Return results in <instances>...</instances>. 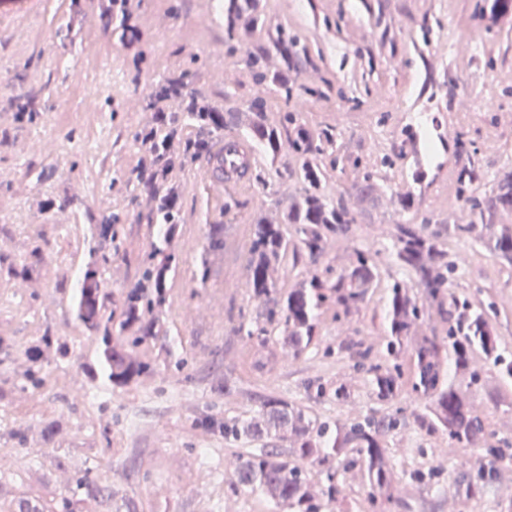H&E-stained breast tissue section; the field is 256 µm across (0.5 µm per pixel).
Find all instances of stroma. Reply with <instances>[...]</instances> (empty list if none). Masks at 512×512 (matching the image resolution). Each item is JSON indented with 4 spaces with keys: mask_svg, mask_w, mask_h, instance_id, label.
<instances>
[{
    "mask_svg": "<svg viewBox=\"0 0 512 512\" xmlns=\"http://www.w3.org/2000/svg\"><path fill=\"white\" fill-rule=\"evenodd\" d=\"M103 0H0V505L39 512H275L240 490L234 465L265 441H231L228 419L247 420L277 397L317 421L350 422L390 412L399 426L384 439L393 468L391 501L362 495L364 470L339 475L330 512H512V464L477 495L465 476L501 438L512 439V408L472 404L488 432L484 446L448 452V435L421 428L411 353L400 360L401 388L380 401L370 365L381 363L389 278L409 280L391 255L396 225L438 226L458 271L452 295L493 303L502 349L512 351V267L458 234L463 200L491 195L512 170V13L489 0H251L228 39L224 0H130L133 18L104 12ZM295 40L291 61L274 47L277 30ZM260 56L258 79L249 62ZM176 80L181 93L160 96ZM266 98V123L293 112L313 137L336 139L326 195L355 218L352 235L331 238L317 264L278 272L277 288L350 264L377 250L382 281L361 308L334 303L319 312L312 345L293 354L277 337L247 333L256 303L247 282L256 220L281 225L301 198L290 149L271 157L255 146V177L210 192L201 160L170 173L183 192L174 233L160 231L156 196L137 179L150 156L135 134L157 112L185 111L188 98L227 120L226 133L253 134L242 114ZM37 113L18 114L27 103ZM476 157L483 179L462 189L457 173ZM117 220L121 248L104 292L120 313L149 254H172L160 339L141 349L151 373L120 389L84 372L97 340L73 314L98 227ZM221 225L222 249L209 246ZM35 272L13 274L20 263ZM207 276H199L200 267ZM56 336L70 353L27 355ZM368 359L349 355V347ZM186 358L184 369L172 364ZM47 373L33 390L35 366ZM319 380L323 395L310 394Z\"/></svg>",
    "mask_w": 512,
    "mask_h": 512,
    "instance_id": "35a3bbf8",
    "label": "stroma"
}]
</instances>
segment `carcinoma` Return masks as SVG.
Segmentation results:
<instances>
[{
    "mask_svg": "<svg viewBox=\"0 0 512 512\" xmlns=\"http://www.w3.org/2000/svg\"><path fill=\"white\" fill-rule=\"evenodd\" d=\"M248 7V0L225 3L229 37H234L236 17ZM265 106L262 97L249 102L252 131L265 143L273 158L282 145H288L298 160L297 177L304 184V194L284 214V223L296 226L299 245L291 244L284 237L281 225L259 221L253 227L246 271L252 298L257 302V334L280 336L298 354L314 339L317 310L329 301L336 302L347 313L358 308L366 302L370 289L378 284L380 274L372 252L358 250L355 261L337 270L334 277L324 280L313 274L287 295L278 293L274 274L282 261L290 256L296 261L303 254L309 263H317L327 238L348 235L354 219L348 208L323 194V181L327 177L323 155L335 142L334 136L327 134L320 143H315L293 112L284 113L282 127H268L264 124ZM165 121L171 126L169 138L154 141L153 173L143 182L155 191L172 166L191 162L206 150L203 137L176 140L182 122L193 123L209 133L225 126L219 113L198 105L182 116L167 117ZM178 200L176 190L158 197L157 219L170 230L179 224ZM466 203L469 221L454 225L455 230L480 240L493 256L512 266V225L493 221L498 210L512 208V171L500 178L494 195L482 200L468 198ZM100 238L101 246L92 250L96 259L87 264L83 273L74 314L89 331L97 334L98 367L89 368L87 374L121 388L150 370V364L139 359V349L159 337L158 314L165 305L167 280L175 269V258L169 255L157 263L154 255L148 256L140 278L123 298L122 320L114 325L112 311L105 305L103 295L104 274L112 261V252L106 253L104 249L119 251L117 225H101ZM393 253L399 266L412 275L413 284L395 279L388 285L385 364L371 367L376 395L384 401L398 392V360L422 314L414 290L435 299H448V338L431 336L413 345L415 390L425 399L424 411L417 419L423 426L448 432V446L455 451L477 447L485 439L486 427L471 402L472 388L481 386V375L472 368L471 355L482 353L499 384L504 388L512 385V353L502 349L498 342L493 323L494 305L475 306L466 299L445 297L457 264L448 260L440 232L429 229L428 225H396ZM449 363L453 379L446 382L444 372ZM259 415L263 419L261 424L226 422L224 432L265 439L287 433L296 445L289 459L281 457L274 448L239 458L236 479L242 490L266 496L282 512H328V505L339 493L336 473L358 465L367 473V500L374 503L391 498L392 465L383 446L384 436L396 426V419L391 415L339 423L330 430L315 427L303 407L278 398L266 399ZM502 458V449H488L485 466L469 474L468 494L480 492ZM313 464L327 466L325 481L318 489L310 480L309 466Z\"/></svg>",
    "mask_w": 512,
    "mask_h": 512,
    "instance_id": "cac0c4a2",
    "label": "carcinoma"
}]
</instances>
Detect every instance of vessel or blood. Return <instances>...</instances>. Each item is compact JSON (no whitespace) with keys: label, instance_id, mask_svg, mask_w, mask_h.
<instances>
[{"label":"vessel or blood","instance_id":"1","mask_svg":"<svg viewBox=\"0 0 512 512\" xmlns=\"http://www.w3.org/2000/svg\"><path fill=\"white\" fill-rule=\"evenodd\" d=\"M254 165L255 155L250 146L237 136L227 134L207 155L203 174L209 188L221 192L249 182Z\"/></svg>","mask_w":512,"mask_h":512}]
</instances>
